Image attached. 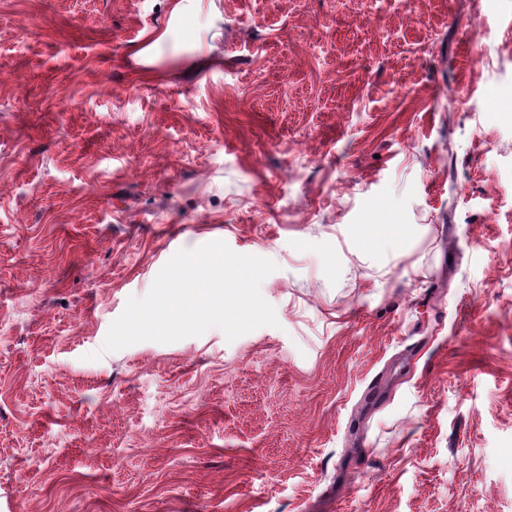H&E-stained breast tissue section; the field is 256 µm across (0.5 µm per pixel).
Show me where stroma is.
Here are the masks:
<instances>
[{"label": "stroma", "instance_id": "35a3bbf8", "mask_svg": "<svg viewBox=\"0 0 512 512\" xmlns=\"http://www.w3.org/2000/svg\"><path fill=\"white\" fill-rule=\"evenodd\" d=\"M0 512H512V0H0Z\"/></svg>", "mask_w": 512, "mask_h": 512}]
</instances>
